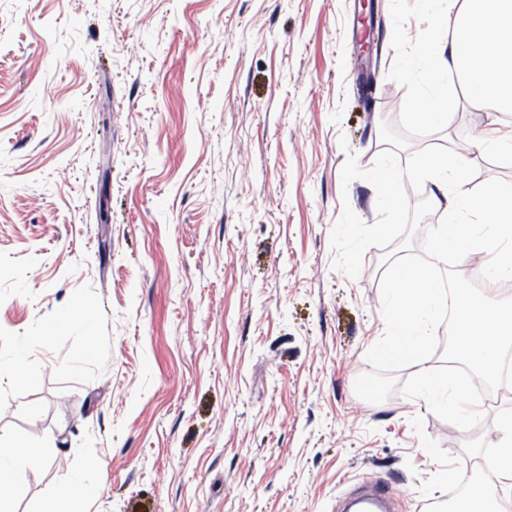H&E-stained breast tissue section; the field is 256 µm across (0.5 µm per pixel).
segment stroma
Returning <instances> with one entry per match:
<instances>
[{"label": "stroma", "instance_id": "35a3bbf8", "mask_svg": "<svg viewBox=\"0 0 512 512\" xmlns=\"http://www.w3.org/2000/svg\"><path fill=\"white\" fill-rule=\"evenodd\" d=\"M361 3L0 0V353L31 338L38 371L0 379V438L48 454L13 512L91 462L88 512H336L364 479L446 512L443 471L492 455L512 388L471 431L402 394L414 365L354 391L383 272L447 220L423 164L490 110L455 81L415 123L402 63L447 28ZM74 303L91 328L59 326Z\"/></svg>", "mask_w": 512, "mask_h": 512}]
</instances>
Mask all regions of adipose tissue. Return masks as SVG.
<instances>
[{
	"label": "adipose tissue",
	"mask_w": 512,
	"mask_h": 512,
	"mask_svg": "<svg viewBox=\"0 0 512 512\" xmlns=\"http://www.w3.org/2000/svg\"><path fill=\"white\" fill-rule=\"evenodd\" d=\"M435 23L454 13L451 33L424 57L408 59L406 67L421 89L415 117L435 126L444 121L450 72H466V89L477 102H490L512 112V0H420ZM474 164L470 152H453L450 159L430 162L432 178L446 202L448 221L436 225L437 253L455 252L460 259L481 258L483 275L512 280V183L487 184L474 190L467 177ZM504 435L492 456L487 477L473 487L468 504L459 512H502L512 496V417L503 418ZM42 448L19 449L0 440V512H11L10 491L20 469L43 461ZM94 465H86L72 482L60 488L46 512H81L80 504L98 493Z\"/></svg>",
	"instance_id": "1"
}]
</instances>
